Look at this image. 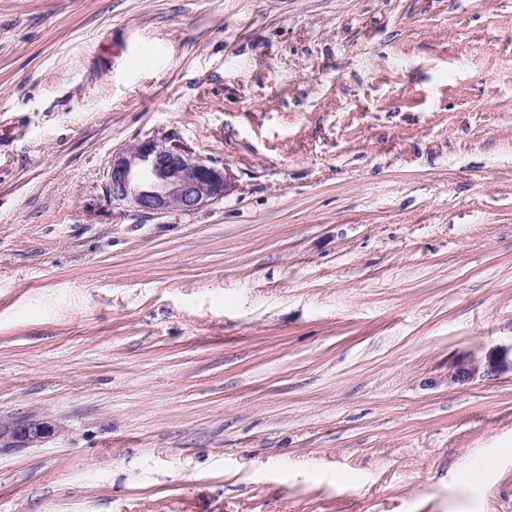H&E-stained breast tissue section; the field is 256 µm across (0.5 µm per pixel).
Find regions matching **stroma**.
<instances>
[{
  "mask_svg": "<svg viewBox=\"0 0 512 512\" xmlns=\"http://www.w3.org/2000/svg\"><path fill=\"white\" fill-rule=\"evenodd\" d=\"M510 346L512 0H0V512H512ZM105 177L112 207L131 209L145 220L195 213L234 189V177L224 163L201 158L172 137H148L113 152ZM511 372L512 346L509 348H494L482 356L463 355L455 359L448 369L449 386H463L476 379L496 377ZM57 433V426L46 420L20 422L9 428H0V442L6 438L9 447L28 448L49 441Z\"/></svg>",
  "mask_w": 512,
  "mask_h": 512,
  "instance_id": "1",
  "label": "stroma"
}]
</instances>
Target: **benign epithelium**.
<instances>
[{
	"instance_id": "1",
	"label": "benign epithelium",
	"mask_w": 512,
	"mask_h": 512,
	"mask_svg": "<svg viewBox=\"0 0 512 512\" xmlns=\"http://www.w3.org/2000/svg\"><path fill=\"white\" fill-rule=\"evenodd\" d=\"M234 189L229 168L198 156L172 137H148L112 153L106 167L105 194L113 206L151 220L170 213L192 214L223 200ZM512 372L509 349L494 348L482 356L463 355L448 369V385ZM58 433L49 421H27L0 428V441L12 448L41 445Z\"/></svg>"
}]
</instances>
